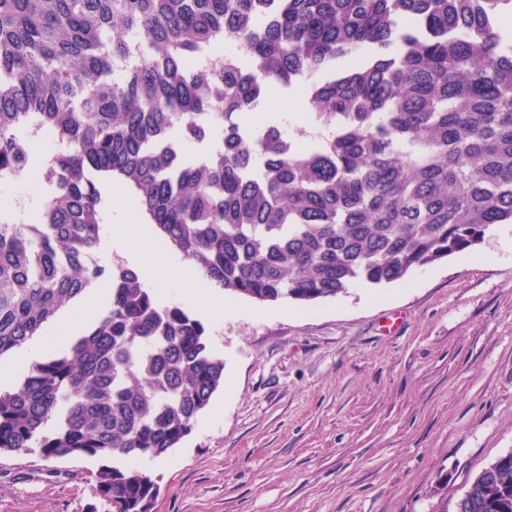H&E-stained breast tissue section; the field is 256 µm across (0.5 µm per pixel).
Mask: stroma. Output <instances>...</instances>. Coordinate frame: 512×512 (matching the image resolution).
<instances>
[{
  "instance_id": "obj_1",
  "label": "stroma",
  "mask_w": 512,
  "mask_h": 512,
  "mask_svg": "<svg viewBox=\"0 0 512 512\" xmlns=\"http://www.w3.org/2000/svg\"><path fill=\"white\" fill-rule=\"evenodd\" d=\"M179 303L184 258L131 242ZM224 386L150 464L152 512H455L512 451V224L470 252L310 307L225 294ZM96 457L0 455V512H103Z\"/></svg>"
}]
</instances>
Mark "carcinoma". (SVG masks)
Wrapping results in <instances>:
<instances>
[{
    "instance_id": "1",
    "label": "carcinoma",
    "mask_w": 512,
    "mask_h": 512,
    "mask_svg": "<svg viewBox=\"0 0 512 512\" xmlns=\"http://www.w3.org/2000/svg\"><path fill=\"white\" fill-rule=\"evenodd\" d=\"M512 0H0V359L97 282L112 301L0 389V455L112 458L108 512H150L166 456L224 385L202 324L138 273L88 261L101 175L224 291L312 305L467 252L512 224ZM306 125L250 126L269 83ZM54 135L39 159L34 141ZM455 512H512V452Z\"/></svg>"
}]
</instances>
